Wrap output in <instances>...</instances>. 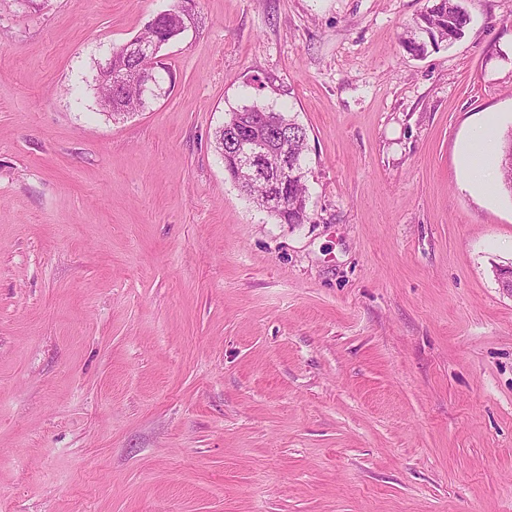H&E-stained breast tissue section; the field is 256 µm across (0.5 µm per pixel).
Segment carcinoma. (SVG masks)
<instances>
[{
	"mask_svg": "<svg viewBox=\"0 0 512 512\" xmlns=\"http://www.w3.org/2000/svg\"><path fill=\"white\" fill-rule=\"evenodd\" d=\"M470 18L460 0H434L431 7L421 12L411 26L410 35L402 40L403 48L415 56H426L431 50H438L443 45H448L464 35ZM181 35L180 29L175 23L174 13L161 16L152 28L143 29L134 40L147 43L156 40L169 42ZM112 54V74H107L103 69H98L95 86L100 102L107 100L112 102L109 109L110 116L118 117L126 113L143 110L148 107L144 103V96L140 84L128 78L131 70L156 69L157 62L151 55L141 57L130 56L121 47H114ZM240 111L259 118L250 131V141L262 151L274 154H288V174L284 175L275 169H268L265 176L248 185H243L244 176L228 161L232 142L229 141L228 132L219 130L216 132L218 148L222 151L224 169L234 182L242 185V191L253 199L259 206H264V200H273V195L279 192L283 183H288V217L280 216V213L272 205L267 208L273 211L275 216L285 224H302L306 221V151L307 132L294 118L282 112H276L268 107L257 104L244 105ZM268 125L279 126L288 129V136L280 143L272 142L264 137L263 130ZM512 153V136L506 135L502 146L501 170L503 179L501 188L512 194V164L507 155Z\"/></svg>",
	"mask_w": 512,
	"mask_h": 512,
	"instance_id": "cac0c4a2",
	"label": "carcinoma"
}]
</instances>
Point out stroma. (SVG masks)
I'll use <instances>...</instances> for the list:
<instances>
[{
	"label": "stroma",
	"mask_w": 512,
	"mask_h": 512,
	"mask_svg": "<svg viewBox=\"0 0 512 512\" xmlns=\"http://www.w3.org/2000/svg\"><path fill=\"white\" fill-rule=\"evenodd\" d=\"M173 0H0V512H512V0H194L172 86L96 64ZM308 133V219L224 170L241 106ZM411 26L410 35L402 40L403 48L412 55L424 57L429 48L439 50L464 35L470 18L460 0H433ZM122 46V45H121ZM121 46L112 47L108 55L109 58L105 59L103 68L107 71L112 70V81L109 75L99 67L95 79V86L97 96L100 103L110 113V116L118 117L126 113L143 110L148 107L151 100L158 97L160 89H162L163 77L160 71H156L155 57L151 55H143L141 57H134L127 55ZM151 69L157 72L155 78L152 74L140 72L141 70ZM131 70H138V73L133 75V79L138 80L139 83L147 89L151 86L156 79L154 90L156 91L155 97L146 100L143 104L144 96L140 84L133 79L128 78V72ZM110 100L112 108L105 107L104 102Z\"/></svg>",
	"instance_id": "35a3bbf8"
}]
</instances>
